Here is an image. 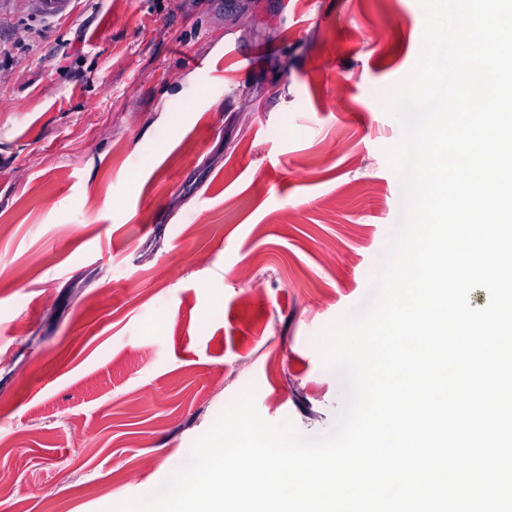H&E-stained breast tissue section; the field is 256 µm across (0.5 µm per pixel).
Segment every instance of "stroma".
<instances>
[{
    "mask_svg": "<svg viewBox=\"0 0 512 512\" xmlns=\"http://www.w3.org/2000/svg\"><path fill=\"white\" fill-rule=\"evenodd\" d=\"M424 23L418 0H0V512L147 494L250 387L268 422L332 427L318 340L399 221L385 104Z\"/></svg>",
    "mask_w": 512,
    "mask_h": 512,
    "instance_id": "obj_1",
    "label": "stroma"
}]
</instances>
